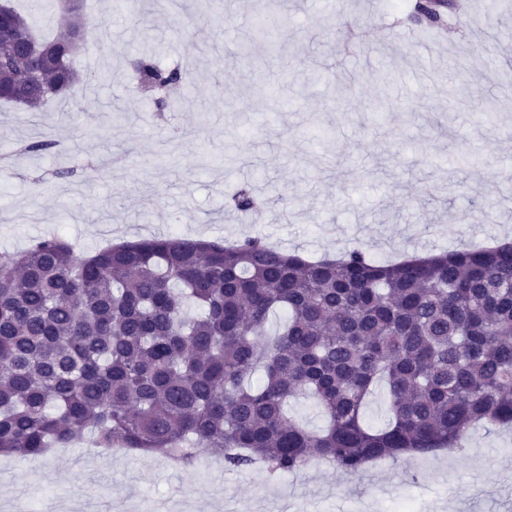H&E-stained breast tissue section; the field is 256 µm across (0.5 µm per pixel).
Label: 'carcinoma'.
Segmentation results:
<instances>
[{"label": "carcinoma", "instance_id": "1", "mask_svg": "<svg viewBox=\"0 0 512 512\" xmlns=\"http://www.w3.org/2000/svg\"><path fill=\"white\" fill-rule=\"evenodd\" d=\"M51 56L41 112L82 80L68 33ZM136 81L185 84L142 53ZM243 218L252 189L230 194ZM198 313L190 315L189 305ZM285 311L267 332L269 315ZM390 419L364 425L375 390ZM305 396L326 416L288 415ZM477 423H512V245L381 264L364 249L309 260L247 236L168 235L79 254L44 236L0 254V456L38 458L87 432L98 448L169 457L214 452L272 475L326 460L371 462L461 449Z\"/></svg>", "mask_w": 512, "mask_h": 512}]
</instances>
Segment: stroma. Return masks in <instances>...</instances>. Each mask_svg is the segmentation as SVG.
<instances>
[{
    "label": "stroma",
    "instance_id": "1",
    "mask_svg": "<svg viewBox=\"0 0 512 512\" xmlns=\"http://www.w3.org/2000/svg\"><path fill=\"white\" fill-rule=\"evenodd\" d=\"M87 35L73 65L100 79L66 111L0 102V253L59 235L86 252L178 234L262 235L310 258L365 249L375 260L512 239V14L457 0L448 28L412 20L414 0H281L280 57L235 41L265 0H184L147 16L115 0H82ZM153 51L187 77L193 106L159 111L133 95V62ZM95 67H88L89 58ZM494 104L452 108L448 85ZM386 94L391 107L375 119ZM55 150L22 146L44 138ZM75 167L79 176L65 177ZM261 187L250 220L226 205L244 182ZM465 453L376 463L355 476L314 466L276 479L204 464L106 451L88 440L13 459L0 512L32 496L59 512L72 492L88 512H512V429L485 424Z\"/></svg>",
    "mask_w": 512,
    "mask_h": 512
}]
</instances>
